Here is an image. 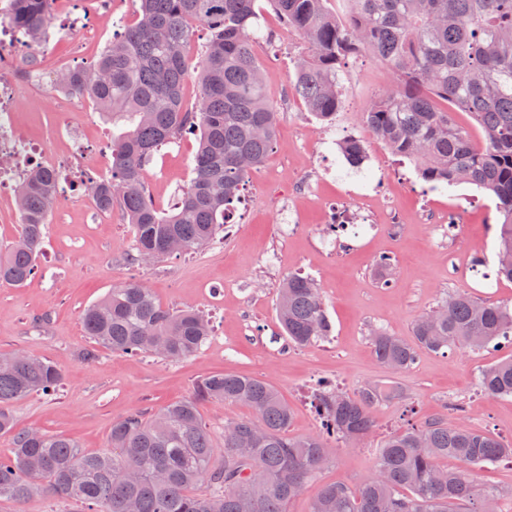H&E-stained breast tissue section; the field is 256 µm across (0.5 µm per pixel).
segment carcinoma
Masks as SVG:
<instances>
[{
    "mask_svg": "<svg viewBox=\"0 0 512 512\" xmlns=\"http://www.w3.org/2000/svg\"><path fill=\"white\" fill-rule=\"evenodd\" d=\"M10 22L39 45L50 26L49 0H12ZM135 21L112 39L88 69L72 75L70 90L96 105L120 128L112 134V181L89 187L101 211L119 203L133 224L140 258L194 252L230 223L241 186L272 150L276 112L268 102L262 69L252 51L258 21L256 0H139ZM327 0H267L269 7L307 46L295 61L294 92L314 118L328 123L345 91L347 57L368 52L385 64L394 83L375 97L363 122L390 153L408 160L432 185L465 183L495 200L498 213L497 270L512 281V0H345L346 15ZM208 34L196 66L186 51L190 23ZM196 69L199 103L181 106L182 88ZM467 112L482 132L479 143L455 122ZM192 133L198 138L192 177L176 207L158 211L149 199L144 170L162 146ZM343 162L366 169L362 143H337ZM55 177L42 171L19 191L20 236L0 255V283L20 286L36 269L46 239ZM414 326L419 346L482 350L505 343L509 355L485 368L481 390L512 397V306L482 302L458 292ZM277 315L288 341L309 346L331 333L325 304L313 280L288 275L279 290ZM86 335L114 353H149L182 360L209 336L205 318L193 310H170L152 289L129 282L111 289L83 313ZM377 362L402 372L413 347L379 331L372 336ZM60 371L32 356L0 357V434L12 448L0 455V498L22 502L47 492L78 502L87 512H287L329 461L327 442L354 440L373 427L371 409L401 396L397 382H380L352 398L326 384L314 395L317 434H288L291 411L269 382L234 374L203 378L192 399L172 404L151 419L131 414L112 425V451L85 453L62 434L14 430L9 406L56 388ZM245 404L260 419L230 420L224 460L197 401ZM261 437L239 459L236 441ZM512 444L483 431L436 420L388 437L375 476L359 487L320 488L309 512H489L479 509L499 495L483 489L474 470L503 458ZM451 460V469L444 462Z\"/></svg>",
    "mask_w": 512,
    "mask_h": 512,
    "instance_id": "obj_1",
    "label": "carcinoma"
}]
</instances>
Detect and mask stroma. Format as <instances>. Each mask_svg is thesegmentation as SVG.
Masks as SVG:
<instances>
[{"label":"stroma","instance_id":"1","mask_svg":"<svg viewBox=\"0 0 512 512\" xmlns=\"http://www.w3.org/2000/svg\"><path fill=\"white\" fill-rule=\"evenodd\" d=\"M85 2L111 10V20L85 30L77 47L62 36L68 15L52 12L51 63L97 61L139 7L138 0ZM257 6L262 18L253 49L278 135L246 181L233 224L196 252L139 261L120 206L107 214L86 206L78 174H67L72 188L51 210L34 275L19 288L0 285V355L30 354L61 372L54 392L12 405L16 429L62 434L82 451L105 452L114 422L134 412L151 418L192 398L204 377L234 373L272 383L292 412L289 433L313 435L320 423L312 401L322 382L356 397L387 377L375 359L373 331L413 342L416 321L458 291L488 303H512V282L495 273L494 200L467 184L432 187L364 126L363 112L392 81L389 70L366 53L350 56L342 106L332 124H321L293 91L300 39L282 42V20L265 0ZM15 99L17 124L56 147V100L48 94L35 100L25 84ZM71 121L84 132L89 164L110 167L111 124L89 106ZM348 135L370 155L364 173L349 171L338 154V141ZM197 147L195 135L188 134L147 163L148 191L159 211H168L187 188ZM383 257L391 261L384 274L377 266ZM291 273L312 278L320 288L333 325L327 340L296 347L284 336L276 303ZM129 281L152 288L166 308L189 306L208 319L210 335L195 355L170 361L115 353L85 335L87 306ZM500 356L492 348L417 349L415 363L397 378L400 398L374 407L371 433L329 441L330 465L290 501L287 512H309L322 485L369 481L387 436L439 417L512 443V398L489 396L477 384L480 371ZM198 412L219 449L225 421L254 416L245 405L205 401ZM475 476L482 487L499 490L494 512H512V461L478 468Z\"/></svg>","mask_w":512,"mask_h":512}]
</instances>
